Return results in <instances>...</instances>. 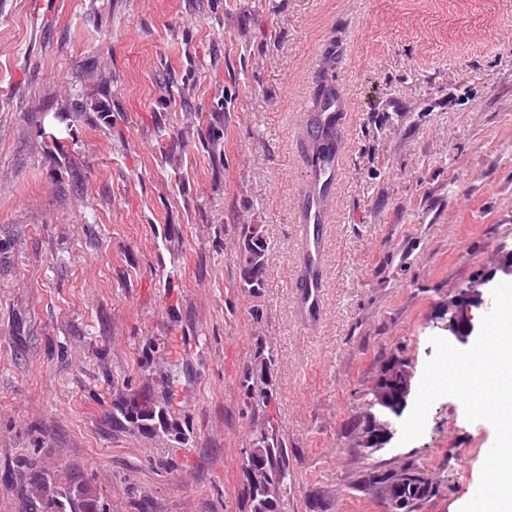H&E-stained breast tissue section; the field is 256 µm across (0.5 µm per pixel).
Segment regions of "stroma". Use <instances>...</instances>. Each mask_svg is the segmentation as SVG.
Here are the masks:
<instances>
[{"mask_svg":"<svg viewBox=\"0 0 512 512\" xmlns=\"http://www.w3.org/2000/svg\"><path fill=\"white\" fill-rule=\"evenodd\" d=\"M342 107L326 279L305 313L311 95ZM64 145L50 152L48 134ZM269 244L260 297L238 240ZM512 244V0H0V512L31 458L99 512H251L253 425L288 445L282 512H387L413 458L459 512L495 438L444 397L357 451L383 363L416 373L449 295ZM274 359L260 412L240 385ZM168 399L165 424L115 423Z\"/></svg>","mask_w":512,"mask_h":512,"instance_id":"1","label":"stroma"}]
</instances>
